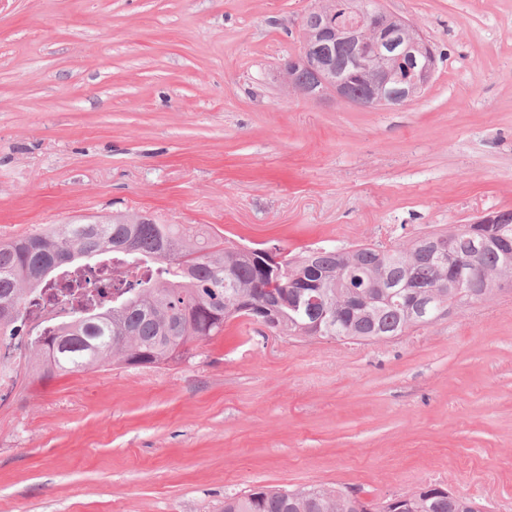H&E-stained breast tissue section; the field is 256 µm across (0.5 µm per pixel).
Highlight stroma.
<instances>
[{"label": "stroma", "mask_w": 512, "mask_h": 512, "mask_svg": "<svg viewBox=\"0 0 512 512\" xmlns=\"http://www.w3.org/2000/svg\"><path fill=\"white\" fill-rule=\"evenodd\" d=\"M315 2L0 0V240L128 211L298 254L512 210V0H384L439 57L397 110L288 91ZM425 483L512 512V290L370 345L235 318L170 365L26 361L0 407V512Z\"/></svg>", "instance_id": "35a3bbf8"}]
</instances>
